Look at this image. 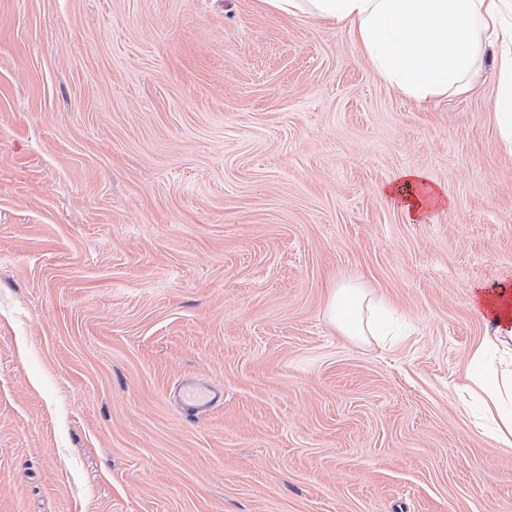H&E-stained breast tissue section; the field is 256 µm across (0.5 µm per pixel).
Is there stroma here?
Wrapping results in <instances>:
<instances>
[{
    "label": "stroma",
    "mask_w": 512,
    "mask_h": 512,
    "mask_svg": "<svg viewBox=\"0 0 512 512\" xmlns=\"http://www.w3.org/2000/svg\"><path fill=\"white\" fill-rule=\"evenodd\" d=\"M495 57L420 104L262 0H0V512H512L457 398L512 280ZM408 167L447 208L379 194ZM379 300L363 288L347 284L338 286L330 296L327 312L330 321L343 336L366 340L380 336ZM177 400L185 418L196 420L223 405L224 392L187 382L177 389Z\"/></svg>",
    "instance_id": "35a3bbf8"
}]
</instances>
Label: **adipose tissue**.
Here are the masks:
<instances>
[{"label":"adipose tissue","instance_id":"adipose-tissue-1","mask_svg":"<svg viewBox=\"0 0 512 512\" xmlns=\"http://www.w3.org/2000/svg\"><path fill=\"white\" fill-rule=\"evenodd\" d=\"M288 14L310 12L349 26L360 50L392 86L415 101L471 83L488 47L498 50L491 111L502 145L512 151V0H265ZM408 218L444 208L448 197L428 173L406 168L378 189ZM471 305L489 331L458 388L464 407H477L489 437L512 447V281L476 286ZM381 303L358 286L337 287L327 312L352 339L378 336Z\"/></svg>","mask_w":512,"mask_h":512}]
</instances>
